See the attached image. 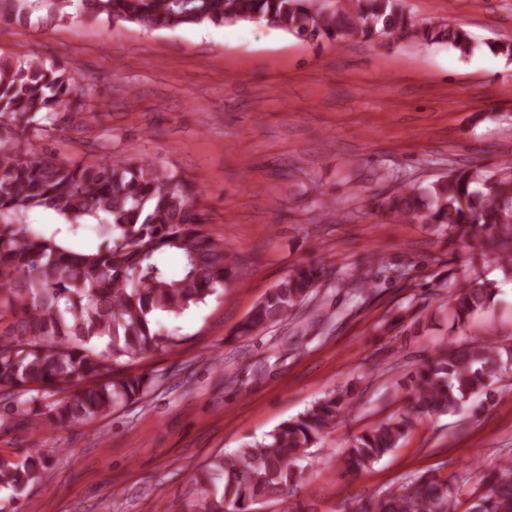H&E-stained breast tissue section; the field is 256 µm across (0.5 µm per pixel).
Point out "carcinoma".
Segmentation results:
<instances>
[{
	"instance_id": "cac0c4a2",
	"label": "carcinoma",
	"mask_w": 512,
	"mask_h": 512,
	"mask_svg": "<svg viewBox=\"0 0 512 512\" xmlns=\"http://www.w3.org/2000/svg\"><path fill=\"white\" fill-rule=\"evenodd\" d=\"M88 15L111 27L147 31L222 26L253 18L294 35L337 41L347 35L410 37L474 50L471 35L450 25L417 27L401 0H83ZM73 0H0V21L25 24L35 11L64 19ZM95 89L66 67L0 58V397L14 414L48 396L46 424L64 428L139 402L155 386L146 374L114 375L113 365L165 350L173 336L155 324L207 302L238 279L224 244L203 229L199 191L185 175L147 160L109 154L73 162L31 150L32 139L56 129L59 112L85 107ZM47 209L72 224L99 221L103 242L94 251L64 247L23 217ZM388 209L401 221L429 224L450 239L497 255L512 269V163L450 168L423 190L402 188ZM178 257L177 272L159 261ZM326 269L303 263L278 281L239 325L252 336L295 313L320 292ZM495 283L477 277L450 292L448 316L465 327L489 307ZM512 368V345L489 338L440 349L410 374L406 412L355 435L342 467L358 472L400 446L419 417L456 413ZM352 389L339 385L268 437L215 457L198 487L192 512H252L263 498L285 499L302 474L306 449L352 410ZM42 451L22 461L0 457V488L22 496L41 478ZM512 512V458L478 489L467 479L423 473L364 502L358 512Z\"/></svg>"
}]
</instances>
